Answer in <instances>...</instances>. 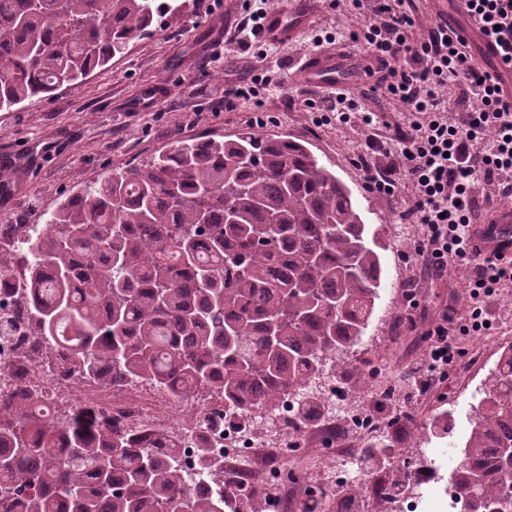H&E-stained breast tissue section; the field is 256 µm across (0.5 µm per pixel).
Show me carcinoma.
<instances>
[{"instance_id":"carcinoma-1","label":"carcinoma","mask_w":512,"mask_h":512,"mask_svg":"<svg viewBox=\"0 0 512 512\" xmlns=\"http://www.w3.org/2000/svg\"><path fill=\"white\" fill-rule=\"evenodd\" d=\"M167 0H0V111L51 98L125 54ZM383 246L308 145L243 129L187 140L82 185L22 241L0 287L27 282L33 335L71 376L224 401L237 420L309 387L374 312ZM322 405L302 397L291 421ZM512 346L502 350L452 483L470 512H512ZM174 433L97 423L31 389L0 394V512H262ZM215 485L194 489L195 481Z\"/></svg>"}]
</instances>
